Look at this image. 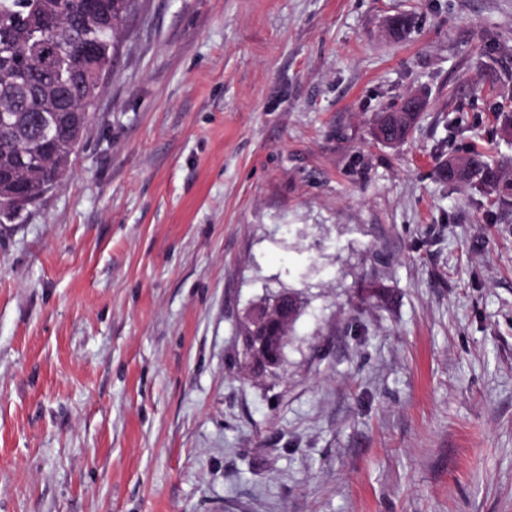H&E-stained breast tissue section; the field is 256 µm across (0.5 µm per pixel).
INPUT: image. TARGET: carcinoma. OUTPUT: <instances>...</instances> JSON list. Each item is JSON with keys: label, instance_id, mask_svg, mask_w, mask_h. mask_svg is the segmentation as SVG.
<instances>
[{"label": "carcinoma", "instance_id": "1", "mask_svg": "<svg viewBox=\"0 0 512 512\" xmlns=\"http://www.w3.org/2000/svg\"><path fill=\"white\" fill-rule=\"evenodd\" d=\"M131 0H0V224L12 222L63 180L70 157L87 131L89 112L102 85L93 70L107 71L122 34ZM61 44L57 64L37 63L43 29ZM420 113L393 110L378 116L376 130L397 145ZM438 173L450 184H479L501 204L512 205V172L484 156L450 157ZM242 331L240 365L255 366L264 351L286 348L279 336Z\"/></svg>", "mask_w": 512, "mask_h": 512}]
</instances>
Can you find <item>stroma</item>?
Masks as SVG:
<instances>
[{
	"label": "stroma",
	"instance_id": "stroma-1",
	"mask_svg": "<svg viewBox=\"0 0 512 512\" xmlns=\"http://www.w3.org/2000/svg\"><path fill=\"white\" fill-rule=\"evenodd\" d=\"M511 110L512 0H136L0 224V512H512V210L436 173ZM409 107L405 112H399L400 107L390 112H381L377 119L375 134L378 139V131H383L393 141L390 145L400 144L405 140L409 132L418 123L420 113L423 110V100L418 95H409L405 98ZM289 328L284 330L280 336H252V332H258L261 329H254L251 325L247 324L241 331L243 348L240 353V366H256L259 363L258 359L263 357L264 351L273 348L277 342H279L284 356L290 336Z\"/></svg>",
	"mask_w": 512,
	"mask_h": 512
}]
</instances>
